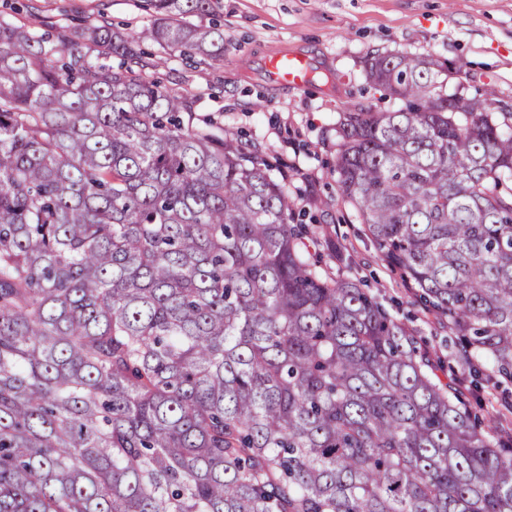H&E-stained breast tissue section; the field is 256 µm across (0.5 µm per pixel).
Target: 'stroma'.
Returning a JSON list of instances; mask_svg holds the SVG:
<instances>
[{
  "mask_svg": "<svg viewBox=\"0 0 512 512\" xmlns=\"http://www.w3.org/2000/svg\"><path fill=\"white\" fill-rule=\"evenodd\" d=\"M224 64L170 57L151 78L179 82L199 118L240 135L244 147L285 180L295 221L314 261L331 278L353 279L414 336L441 383L458 378L462 398L489 428L512 405V382L475 376L446 322L379 255L336 174V124L351 105L395 111L403 102L365 79L373 53L429 54L452 73L448 93L493 88L512 102V0H217ZM105 14L142 34L153 18L143 0H0V20L18 26H78ZM288 48L313 63L314 90L270 84L264 62Z\"/></svg>",
  "mask_w": 512,
  "mask_h": 512,
  "instance_id": "obj_1",
  "label": "stroma"
}]
</instances>
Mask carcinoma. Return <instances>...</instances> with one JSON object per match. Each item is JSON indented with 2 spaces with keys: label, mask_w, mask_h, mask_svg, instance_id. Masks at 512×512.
Listing matches in <instances>:
<instances>
[{
  "label": "carcinoma",
  "mask_w": 512,
  "mask_h": 512,
  "mask_svg": "<svg viewBox=\"0 0 512 512\" xmlns=\"http://www.w3.org/2000/svg\"><path fill=\"white\" fill-rule=\"evenodd\" d=\"M144 2L165 53L224 63L188 21L214 0ZM164 63L105 19L0 20V512H512V453ZM365 71L406 107L343 113L340 189L512 379V103L443 94L428 55Z\"/></svg>",
  "instance_id": "1"
}]
</instances>
